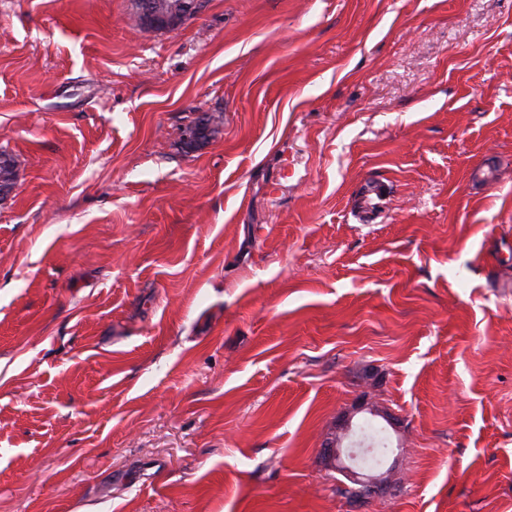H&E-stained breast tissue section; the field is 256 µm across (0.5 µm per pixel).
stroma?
I'll list each match as a JSON object with an SVG mask.
<instances>
[{"instance_id": "1", "label": "stroma", "mask_w": 512, "mask_h": 512, "mask_svg": "<svg viewBox=\"0 0 512 512\" xmlns=\"http://www.w3.org/2000/svg\"><path fill=\"white\" fill-rule=\"evenodd\" d=\"M131 7L0 0V512H512V0ZM350 422L349 419H346L343 428V435H336V437L327 439L324 442L323 447V456L326 460L333 465L339 471L343 473H348L353 477V480L357 482L360 486L358 492L360 494V499L363 502H368L371 499L376 497L385 496L387 494H391L394 490V486H392L386 477L384 476V472H379L378 474H364L356 471L355 469H362L357 462V453L356 452H347L346 457L350 462V465H344L341 459L343 454L342 442L347 435V432L350 430ZM361 475V476H359Z\"/></svg>"}]
</instances>
